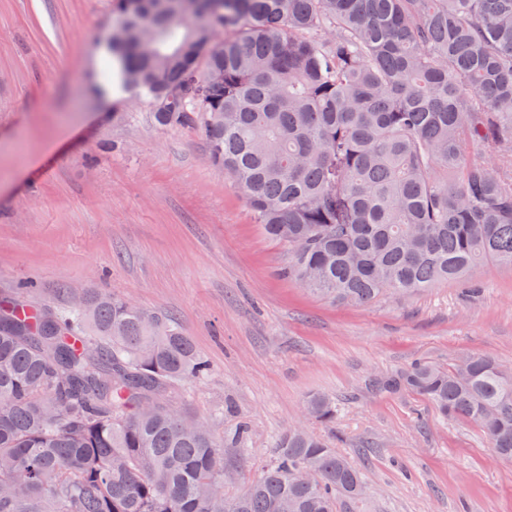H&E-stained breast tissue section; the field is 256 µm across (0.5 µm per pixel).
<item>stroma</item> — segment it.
Segmentation results:
<instances>
[{
	"mask_svg": "<svg viewBox=\"0 0 512 512\" xmlns=\"http://www.w3.org/2000/svg\"><path fill=\"white\" fill-rule=\"evenodd\" d=\"M114 16L112 0H0V302L41 310L97 289L172 317L210 374L167 403L218 435L250 425L246 449L224 452L230 493L304 423L362 473L342 512H512V462L477 424L372 385L418 359L512 367V267L363 306L299 288L198 132L95 91ZM313 393L335 398L334 427L305 420Z\"/></svg>",
	"mask_w": 512,
	"mask_h": 512,
	"instance_id": "35a3bbf8",
	"label": "stroma"
}]
</instances>
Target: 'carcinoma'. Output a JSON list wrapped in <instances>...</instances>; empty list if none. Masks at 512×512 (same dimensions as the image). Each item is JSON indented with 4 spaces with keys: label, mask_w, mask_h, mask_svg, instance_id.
Masks as SVG:
<instances>
[{
    "label": "carcinoma",
    "mask_w": 512,
    "mask_h": 512,
    "mask_svg": "<svg viewBox=\"0 0 512 512\" xmlns=\"http://www.w3.org/2000/svg\"><path fill=\"white\" fill-rule=\"evenodd\" d=\"M100 86L148 99L153 123L193 130L285 272L337 303L512 266V0H115ZM224 32L215 43V29ZM495 154L469 158L465 147ZM0 312V512H338L358 468L300 426L234 496L224 449L245 446L166 405L208 363L170 317L119 296ZM477 423L512 461V372L484 356L418 360L375 379ZM306 415L336 422L322 394ZM308 465L312 479L292 478Z\"/></svg>",
    "instance_id": "1"
}]
</instances>
